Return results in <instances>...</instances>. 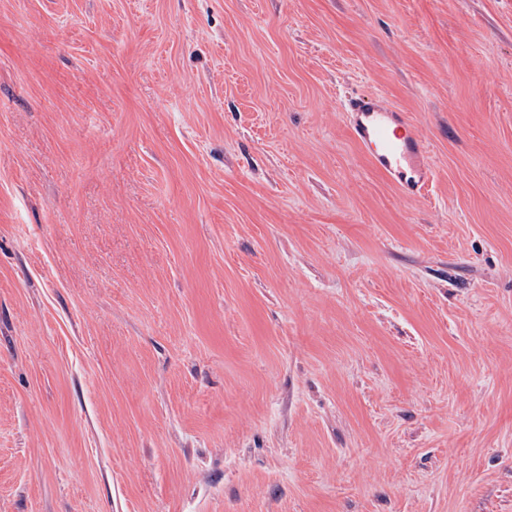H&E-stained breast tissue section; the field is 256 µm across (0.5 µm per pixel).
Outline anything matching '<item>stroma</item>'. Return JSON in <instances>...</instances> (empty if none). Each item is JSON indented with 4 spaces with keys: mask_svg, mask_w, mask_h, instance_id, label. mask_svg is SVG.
Here are the masks:
<instances>
[{
    "mask_svg": "<svg viewBox=\"0 0 512 512\" xmlns=\"http://www.w3.org/2000/svg\"><path fill=\"white\" fill-rule=\"evenodd\" d=\"M0 512H512V0H0ZM339 109L377 171L393 181L405 198L428 196L436 179L428 161V141L402 111L382 96L365 93L346 95Z\"/></svg>",
    "mask_w": 512,
    "mask_h": 512,
    "instance_id": "1",
    "label": "stroma"
}]
</instances>
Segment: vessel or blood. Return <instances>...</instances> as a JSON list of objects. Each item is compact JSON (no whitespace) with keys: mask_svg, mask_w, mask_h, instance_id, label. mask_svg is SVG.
I'll list each match as a JSON object with an SVG mask.
<instances>
[{"mask_svg":"<svg viewBox=\"0 0 512 512\" xmlns=\"http://www.w3.org/2000/svg\"><path fill=\"white\" fill-rule=\"evenodd\" d=\"M351 135L369 163L393 181L407 198L428 196L436 171L420 129L392 103L378 95L345 96L339 105Z\"/></svg>","mask_w":512,"mask_h":512,"instance_id":"1","label":"vessel or blood"}]
</instances>
